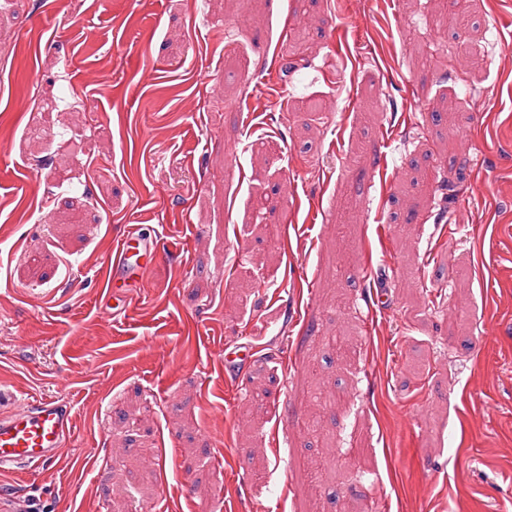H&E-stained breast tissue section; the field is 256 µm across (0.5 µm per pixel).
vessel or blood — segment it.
I'll return each mask as SVG.
<instances>
[{
    "label": "vessel or blood",
    "mask_w": 512,
    "mask_h": 512,
    "mask_svg": "<svg viewBox=\"0 0 512 512\" xmlns=\"http://www.w3.org/2000/svg\"><path fill=\"white\" fill-rule=\"evenodd\" d=\"M164 244V227L131 226L112 255L111 280L123 288L144 289L145 275ZM251 343L224 347V366L234 371L246 366L253 355ZM75 428L72 406L52 397L21 402L0 389V475L29 472L61 460Z\"/></svg>",
    "instance_id": "obj_1"
}]
</instances>
